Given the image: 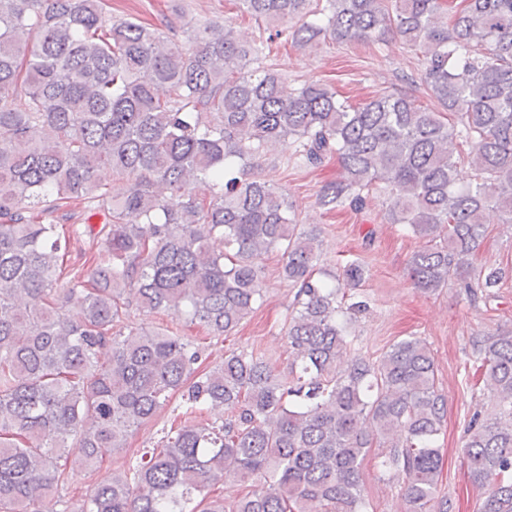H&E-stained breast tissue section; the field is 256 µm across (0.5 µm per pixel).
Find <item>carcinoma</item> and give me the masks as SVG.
Returning a JSON list of instances; mask_svg holds the SVG:
<instances>
[{"mask_svg":"<svg viewBox=\"0 0 512 512\" xmlns=\"http://www.w3.org/2000/svg\"><path fill=\"white\" fill-rule=\"evenodd\" d=\"M237 4L266 40L242 42L226 20L176 41L106 18L103 0H0V512H43L177 392L187 415L211 404L233 416L184 421L60 512H368L360 471L376 447L407 512H448L437 445L447 401L430 349L410 336L340 368L341 318L367 303L337 296L362 269L347 265L334 285L314 279L320 233L258 170L278 151L315 166L336 159L341 175L318 198L329 210L357 209L385 184L389 223L428 240L408 260L416 287L493 297L505 269L473 276L470 258L486 210L512 224V0ZM283 35L304 47L395 38L420 52L441 110L401 92L352 104L323 83L289 88L259 64ZM462 159L475 171L466 185ZM74 204L101 222L42 223ZM132 214L140 223L126 222ZM83 240L89 258L73 272L65 251ZM274 251L299 287L284 327L288 388L252 352L202 370L193 341L125 323L134 305L183 311L227 336L262 300V259ZM474 349L499 417L471 419L468 474L479 512H512V332ZM227 481L250 487L230 506L214 494Z\"/></svg>","mask_w":512,"mask_h":512,"instance_id":"cac0c4a2","label":"carcinoma"}]
</instances>
